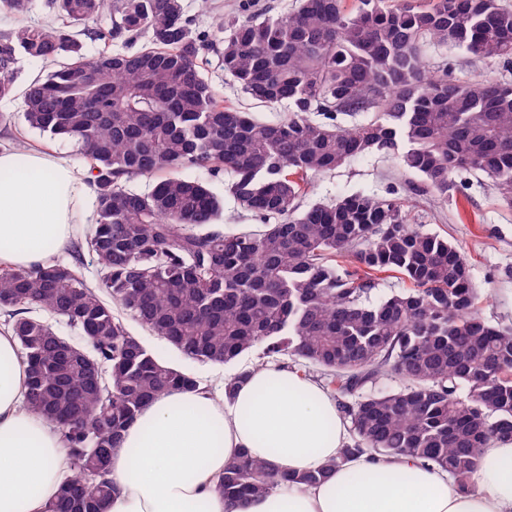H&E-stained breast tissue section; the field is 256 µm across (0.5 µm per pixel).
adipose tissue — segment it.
I'll list each match as a JSON object with an SVG mask.
<instances>
[{"label": "adipose tissue", "instance_id": "adipose-tissue-1", "mask_svg": "<svg viewBox=\"0 0 512 512\" xmlns=\"http://www.w3.org/2000/svg\"><path fill=\"white\" fill-rule=\"evenodd\" d=\"M95 197L66 156L0 151V266L44 263ZM27 380L16 337L0 329V512H44L67 453L58 427L29 407ZM346 443L347 424L316 380L254 367L232 398L202 385L145 406L112 450L116 491L104 512H512V440L479 456L466 490L409 457L361 454L327 469ZM242 451L281 473L327 475L234 502L216 486Z\"/></svg>", "mask_w": 512, "mask_h": 512}]
</instances>
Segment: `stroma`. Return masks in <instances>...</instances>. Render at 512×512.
Returning a JSON list of instances; mask_svg holds the SVG:
<instances>
[{
	"label": "stroma",
	"instance_id": "1",
	"mask_svg": "<svg viewBox=\"0 0 512 512\" xmlns=\"http://www.w3.org/2000/svg\"><path fill=\"white\" fill-rule=\"evenodd\" d=\"M296 5L297 0H184L186 12L196 17L201 28L210 31L260 12H290ZM426 53L434 68L447 69L453 79L501 75L506 71L501 62L475 60L449 45L427 47ZM207 76L222 91L225 104L252 113L261 121L276 123L288 114L287 105L263 106L240 92L218 60H211ZM23 112L22 91L0 99V150H14L23 143L65 154L75 164L84 165V158L75 153L69 142L30 129ZM420 183L417 175L402 168L396 156L374 154L313 178L304 202L328 204L353 192L399 199L409 223L454 242L466 256L472 280L485 298L483 318L495 325L512 326V208L502 203L485 179L456 177L454 187L444 197L420 191ZM128 328L160 359L212 386L254 365L261 354L256 348L230 363L211 364L182 354L137 322H129Z\"/></svg>",
	"mask_w": 512,
	"mask_h": 512
}]
</instances>
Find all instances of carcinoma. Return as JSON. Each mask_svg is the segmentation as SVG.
<instances>
[{
    "mask_svg": "<svg viewBox=\"0 0 512 512\" xmlns=\"http://www.w3.org/2000/svg\"><path fill=\"white\" fill-rule=\"evenodd\" d=\"M62 25L0 36V98L23 58L50 66L23 93L28 126L76 146L89 164L97 218L80 259L0 269V318L28 364V405L54 423L67 469L47 512H102L110 458L141 408L201 380L161 362L129 317L183 354L225 364L262 347L261 363L322 371L350 421L333 462L411 456L461 487L478 453L512 439V327L486 321L461 250L408 223L396 198L352 193L303 207L311 177L392 154L448 196L451 176L483 175L512 206V83L428 70L425 42L512 64V8L500 0H299L229 34L201 31L182 0H46ZM98 47L91 59L85 42ZM258 104L261 122L224 104L209 56ZM367 114L350 126L343 117ZM203 169L207 178L184 174ZM258 221L233 232L209 187ZM159 176L146 191L139 176ZM409 286L373 300L377 275ZM48 314L88 347L59 335ZM394 377L397 388L362 394ZM322 474H277L240 453L217 490L244 500Z\"/></svg>",
    "mask_w": 512,
    "mask_h": 512,
    "instance_id": "carcinoma-1",
    "label": "carcinoma"
}]
</instances>
